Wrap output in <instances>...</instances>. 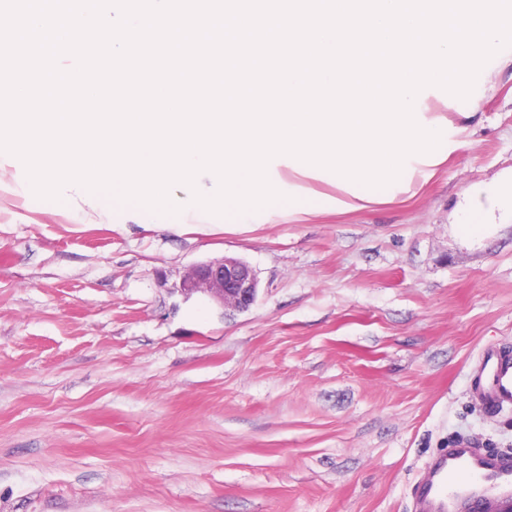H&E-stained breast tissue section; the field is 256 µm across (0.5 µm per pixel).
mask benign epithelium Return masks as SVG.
Segmentation results:
<instances>
[{
    "instance_id": "benign-epithelium-1",
    "label": "benign epithelium",
    "mask_w": 512,
    "mask_h": 512,
    "mask_svg": "<svg viewBox=\"0 0 512 512\" xmlns=\"http://www.w3.org/2000/svg\"><path fill=\"white\" fill-rule=\"evenodd\" d=\"M258 278L245 262L234 258H219L192 266L180 283L181 292L207 294L223 307L248 309L257 299Z\"/></svg>"
}]
</instances>
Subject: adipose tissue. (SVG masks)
<instances>
[{"instance_id": "adipose-tissue-1", "label": "adipose tissue", "mask_w": 512, "mask_h": 512, "mask_svg": "<svg viewBox=\"0 0 512 512\" xmlns=\"http://www.w3.org/2000/svg\"><path fill=\"white\" fill-rule=\"evenodd\" d=\"M507 221L512 222V169L493 183H472L455 210V224L468 238H482Z\"/></svg>"}]
</instances>
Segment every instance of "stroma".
I'll return each mask as SVG.
<instances>
[{
  "instance_id": "35a3bbf8",
  "label": "stroma",
  "mask_w": 512,
  "mask_h": 512,
  "mask_svg": "<svg viewBox=\"0 0 512 512\" xmlns=\"http://www.w3.org/2000/svg\"><path fill=\"white\" fill-rule=\"evenodd\" d=\"M468 127L404 203L293 224L210 215L156 224L113 203L82 224L0 187V512H409L453 441L512 452L470 368L512 347V223L459 235L471 182L512 167V47L469 99ZM257 273L244 311L179 289L193 265Z\"/></svg>"
}]
</instances>
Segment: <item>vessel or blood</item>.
Instances as JSON below:
<instances>
[{"label": "vessel or blood", "mask_w": 512, "mask_h": 512, "mask_svg": "<svg viewBox=\"0 0 512 512\" xmlns=\"http://www.w3.org/2000/svg\"><path fill=\"white\" fill-rule=\"evenodd\" d=\"M471 396L490 415L512 409V349H483L473 365ZM410 497V512H512V452L456 441L423 467Z\"/></svg>", "instance_id": "b4317fda"}]
</instances>
